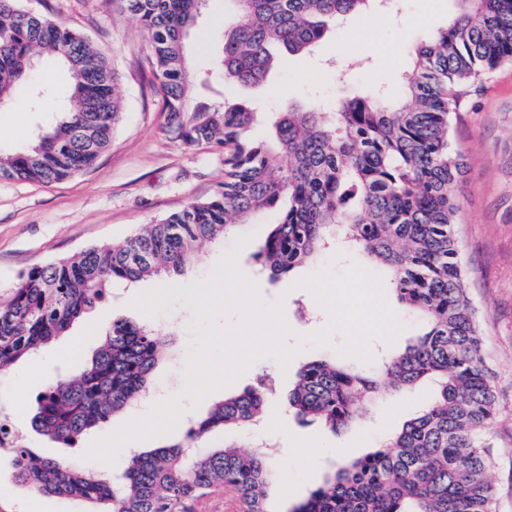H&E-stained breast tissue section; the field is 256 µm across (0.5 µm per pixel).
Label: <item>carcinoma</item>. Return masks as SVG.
<instances>
[{"mask_svg": "<svg viewBox=\"0 0 512 512\" xmlns=\"http://www.w3.org/2000/svg\"><path fill=\"white\" fill-rule=\"evenodd\" d=\"M149 37L166 131L186 147L224 150V182L207 200L185 205L122 241L35 266L0 300V373L67 333L106 302L112 283L183 276L206 243L285 201L254 259L280 281L330 247L336 225L350 249L384 269L401 309L427 331L381 366L355 369L331 360L303 364L288 409L331 431L363 419L375 402L405 394L425 380L437 392L428 407L366 454L341 462L289 512H495L489 480V435L496 396L486 368L480 322L467 294L457 235L454 186L463 157L450 139L459 96L512 60V0H458L459 13L413 53L405 100L353 96L323 112L310 105L272 121L276 152L248 136L253 104L189 106L185 42L203 0H118ZM228 27L217 70L199 75L260 85L274 66L271 48L305 54L336 26L375 9L376 0H226ZM43 58L71 79L72 106L25 150L0 153V179L50 185L91 167L109 145L122 112L114 70L78 32L33 14L20 0H0V111L28 87L37 112L52 90L31 83ZM90 130L98 151L81 137ZM288 157V166L277 155ZM166 333L119 318L74 378L46 384L31 426L68 446L128 410L147 391L163 358ZM265 378L215 403L179 442L136 452L117 481L34 453L19 442L5 449L18 482L95 512H198L228 491L236 512H278L274 456L237 445L192 452L216 428L245 429L264 416Z\"/></svg>", "mask_w": 512, "mask_h": 512, "instance_id": "obj_1", "label": "carcinoma"}]
</instances>
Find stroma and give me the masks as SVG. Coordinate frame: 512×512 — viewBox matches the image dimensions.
Segmentation results:
<instances>
[{"instance_id":"1","label":"stroma","mask_w":512,"mask_h":512,"mask_svg":"<svg viewBox=\"0 0 512 512\" xmlns=\"http://www.w3.org/2000/svg\"><path fill=\"white\" fill-rule=\"evenodd\" d=\"M24 8L84 35L107 58L118 75L123 112L112 141L95 164L59 182L43 185L0 179V299H6L18 277L29 268L72 255L89 246H103L153 224L187 203L210 198L224 180V154L208 147H185L164 129L162 99L150 63L148 37L138 21L113 0H21ZM457 0H385L374 25L349 23L337 28L314 54H281L274 74L261 86L228 85L215 80L194 84V104L208 107L224 100H253L263 111L283 112L289 104H319L332 112L338 101L355 95H382L390 103L402 95L411 66V50L429 41L457 13ZM224 0H207L195 31L188 39V63L194 72L212 66L213 53L224 36ZM48 114L33 111L26 96H17L0 112V152L13 153L29 143ZM452 145L464 156L456 184L458 246L467 265L472 304L484 330L486 367L493 377L498 401L492 453L498 512H512V63L501 64L470 87L452 115ZM278 208L233 227L223 240L202 247L185 276L147 279L139 290L165 295L163 305L149 309V321L173 329L166 357L157 368L147 398L158 403L176 396L184 412L176 428L133 449L158 448L181 440L190 421L203 417L225 397L242 393L268 372L275 386L264 416V436L275 444L279 472L294 480L291 494L281 498L288 507L319 485L336 462L335 449L359 457L370 451L404 421L424 408L435 395L424 382L411 392L390 398L363 422L338 431L298 422L285 397L302 364L314 359L337 360L364 368L383 353L399 352L424 331L413 317L386 319L395 306L382 274L349 249L322 254L273 284L257 274L253 255L277 223ZM248 236L239 253L240 271L255 282L265 303L281 302L295 354L288 365L265 355L229 385L208 394L200 403L184 396L189 343L196 334L186 291L205 279L221 256L232 250L238 236ZM335 288V302L323 304L325 285ZM130 290L112 286L108 301L78 322L73 335L82 337L79 357L62 355V341L39 351L34 360L17 363L0 375V405L29 448L42 457L63 459L77 467L96 469L87 452L94 442L130 422L124 413L70 447L38 435L31 427L32 403L48 378L76 374L102 340L112 320H139L129 305ZM26 381L24 403H17L15 386ZM315 451L306 464L299 449ZM35 502L40 512H81L79 503L45 495L18 483L8 456L0 457V504L22 507Z\"/></svg>"}]
</instances>
